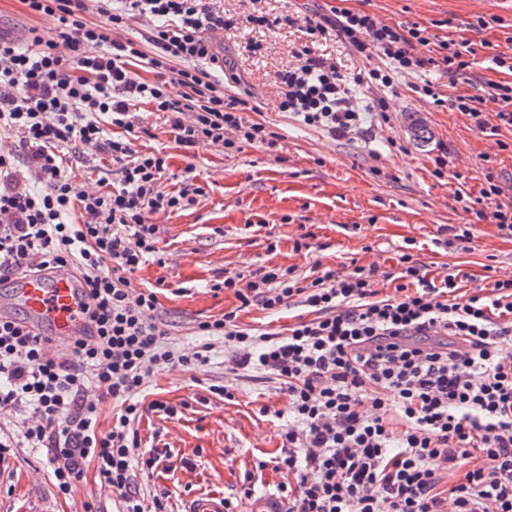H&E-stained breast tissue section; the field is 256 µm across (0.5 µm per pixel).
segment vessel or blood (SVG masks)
<instances>
[{"label":"vessel or blood","mask_w":512,"mask_h":512,"mask_svg":"<svg viewBox=\"0 0 512 512\" xmlns=\"http://www.w3.org/2000/svg\"><path fill=\"white\" fill-rule=\"evenodd\" d=\"M89 297L78 272L57 267L17 278L9 297L0 300V320L23 315L29 331L48 337L59 349L86 337L88 324L80 312ZM185 512H224V499L215 494L191 497Z\"/></svg>","instance_id":"obj_1"}]
</instances>
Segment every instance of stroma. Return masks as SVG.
<instances>
[{
	"mask_svg": "<svg viewBox=\"0 0 512 512\" xmlns=\"http://www.w3.org/2000/svg\"><path fill=\"white\" fill-rule=\"evenodd\" d=\"M345 5L391 24H417L439 38L477 44L474 64L456 80L434 69L424 72L445 96L474 95L485 82L504 78L491 58L512 44V0H345ZM218 6L237 17L256 10L293 19L271 30L241 27L224 35L240 85L252 93L254 120L281 139L273 152L247 146L227 157L211 145L187 152L167 133L163 117L147 118L152 134L136 140V149L168 155L167 187H180L189 174L206 192L190 210L157 216L165 264L146 263L134 275L140 288L164 280L158 308L176 342L194 343L195 321L236 308L233 294L209 289L226 271L249 274L278 264L305 274L317 262L337 268L355 260L392 272L405 240L412 239L432 275L455 267L466 292L512 276V236L476 223L454 197L459 189L478 194L486 172L512 175L511 130L502 133L509 150H498L493 138L474 130L459 112L421 101L399 79L387 94L390 128L355 144L331 141L277 108L276 75L297 64L295 51L307 41L302 21L307 0H219ZM480 16L490 19V26L473 29ZM251 41L262 44V52L251 53ZM443 151L453 164L438 178L433 158ZM484 153L490 161H481ZM443 224L472 225L471 250L434 247ZM303 226L315 233L317 247L297 253L293 240ZM212 384L229 385L232 399L211 394ZM146 398L177 408L169 419L144 414L138 425L147 448L172 453L173 469L140 479L144 488L168 489L171 512H183L186 500L200 493L233 498L236 512H284L277 488L288 477L274 466L282 453L275 413L287 409L288 397L278 383L233 378L218 351L206 365L159 376ZM48 470L41 451L16 448L7 454L0 463V512H83L87 502L96 512H115L112 495L95 472L66 499ZM248 479L254 492L245 498L240 488Z\"/></svg>",
	"mask_w": 512,
	"mask_h": 512,
	"instance_id": "1",
	"label": "stroma"
}]
</instances>
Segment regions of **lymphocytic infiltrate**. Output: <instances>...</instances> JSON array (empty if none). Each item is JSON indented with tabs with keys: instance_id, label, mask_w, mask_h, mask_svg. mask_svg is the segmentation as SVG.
<instances>
[{
	"instance_id": "lymphocytic-infiltrate-1",
	"label": "lymphocytic infiltrate",
	"mask_w": 512,
	"mask_h": 512,
	"mask_svg": "<svg viewBox=\"0 0 512 512\" xmlns=\"http://www.w3.org/2000/svg\"><path fill=\"white\" fill-rule=\"evenodd\" d=\"M51 30L29 27L24 43L0 37V282L27 272L73 266L89 291V338L65 354L21 322L0 320V459L14 448L44 450L55 486L68 497L94 465L117 512H168L169 494L145 499L140 475L167 457L143 450L144 411L174 417L162 400L140 396L158 374L208 363L216 342L233 375L259 370L288 396L277 469L287 512H512V279L464 294L457 272L428 277L416 254L398 272L350 263L267 266L225 272L221 283L240 307L308 309L281 333L242 325L238 311L199 322L201 343H176L157 312L155 289L134 274L160 260L154 218L193 205L203 188L164 184L167 156L141 152L137 108L166 114L184 149L274 151L279 136L249 116L224 33L239 21L213 0H23ZM139 37H127L130 27ZM309 38L337 36L371 61L366 85L379 126L392 115L386 89L395 77L444 70L456 77L476 50L467 40L432 41L427 29L394 25L338 5H315ZM436 43V55L416 46ZM297 66L278 75V109L331 139L369 135L345 75L302 47ZM420 99L451 107L479 133L512 128V82L448 97L430 82ZM119 137H107V128ZM92 144L112 173L89 188L67 173L79 146ZM478 196L456 200L477 220L512 234L508 186L486 174ZM389 294H382V287ZM116 406L99 428L104 401Z\"/></svg>"
}]
</instances>
